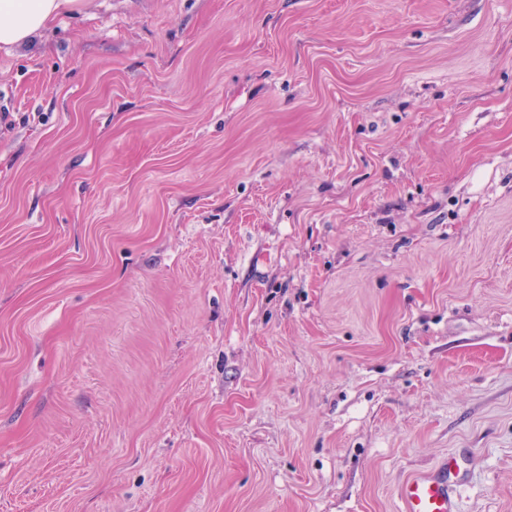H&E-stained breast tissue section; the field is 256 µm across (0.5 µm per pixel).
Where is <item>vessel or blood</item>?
<instances>
[{"instance_id":"1","label":"vessel or blood","mask_w":512,"mask_h":512,"mask_svg":"<svg viewBox=\"0 0 512 512\" xmlns=\"http://www.w3.org/2000/svg\"><path fill=\"white\" fill-rule=\"evenodd\" d=\"M462 468L456 456H448L432 473L405 479L399 487L403 512H457L454 488Z\"/></svg>"}]
</instances>
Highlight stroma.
Instances as JSON below:
<instances>
[{
	"label": "stroma",
	"mask_w": 512,
	"mask_h": 512,
	"mask_svg": "<svg viewBox=\"0 0 512 512\" xmlns=\"http://www.w3.org/2000/svg\"><path fill=\"white\" fill-rule=\"evenodd\" d=\"M0 90V512H512V0H92ZM461 475L459 459L449 455L432 473L408 477L399 487L403 512H457L454 488Z\"/></svg>",
	"instance_id": "stroma-1"
}]
</instances>
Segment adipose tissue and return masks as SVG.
I'll use <instances>...</instances> for the list:
<instances>
[{
    "label": "adipose tissue",
    "mask_w": 512,
    "mask_h": 512,
    "mask_svg": "<svg viewBox=\"0 0 512 512\" xmlns=\"http://www.w3.org/2000/svg\"><path fill=\"white\" fill-rule=\"evenodd\" d=\"M89 0H0V44H30L55 17L76 12Z\"/></svg>",
    "instance_id": "obj_1"
}]
</instances>
